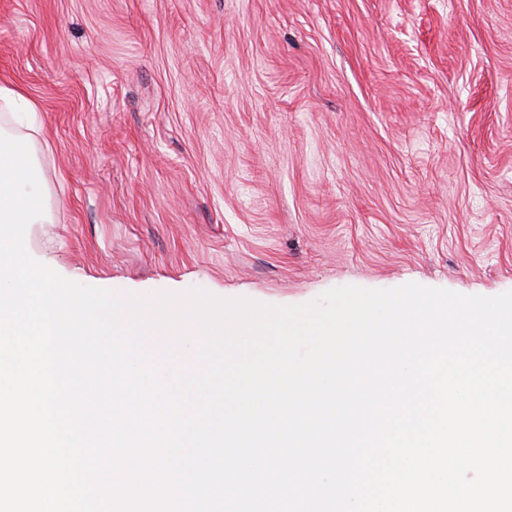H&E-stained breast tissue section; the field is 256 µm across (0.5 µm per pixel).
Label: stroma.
<instances>
[{
	"label": "stroma",
	"mask_w": 512,
	"mask_h": 512,
	"mask_svg": "<svg viewBox=\"0 0 512 512\" xmlns=\"http://www.w3.org/2000/svg\"><path fill=\"white\" fill-rule=\"evenodd\" d=\"M0 84L65 279L512 290V0H0Z\"/></svg>",
	"instance_id": "obj_1"
}]
</instances>
